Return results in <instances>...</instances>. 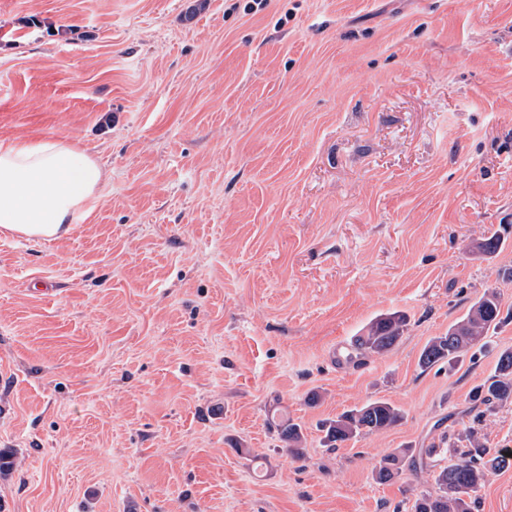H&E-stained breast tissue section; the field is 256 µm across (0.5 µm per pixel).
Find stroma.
Segmentation results:
<instances>
[{
  "label": "stroma",
  "instance_id": "stroma-1",
  "mask_svg": "<svg viewBox=\"0 0 512 512\" xmlns=\"http://www.w3.org/2000/svg\"><path fill=\"white\" fill-rule=\"evenodd\" d=\"M46 137L107 182L63 238L0 234V512H409L395 449H512L469 397L512 348V0H0V140ZM488 289L489 347L422 370ZM375 400L398 425L323 447ZM408 319L401 312L381 314L375 317L357 336L352 344L349 358L384 355L402 340ZM277 429L282 442L288 453L293 457L300 458L302 455V433L299 424L291 422L290 419H284L277 424Z\"/></svg>",
  "mask_w": 512,
  "mask_h": 512
}]
</instances>
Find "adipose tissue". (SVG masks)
Listing matches in <instances>:
<instances>
[{"label":"adipose tissue","mask_w":512,"mask_h":512,"mask_svg":"<svg viewBox=\"0 0 512 512\" xmlns=\"http://www.w3.org/2000/svg\"><path fill=\"white\" fill-rule=\"evenodd\" d=\"M106 184L97 161L62 141H0V233L66 235L93 212Z\"/></svg>","instance_id":"obj_1"}]
</instances>
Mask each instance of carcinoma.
I'll return each mask as SVG.
<instances>
[{
    "label": "carcinoma",
    "mask_w": 512,
    "mask_h": 512,
    "mask_svg": "<svg viewBox=\"0 0 512 512\" xmlns=\"http://www.w3.org/2000/svg\"><path fill=\"white\" fill-rule=\"evenodd\" d=\"M504 239L492 234L478 240L474 251L486 257L497 254ZM501 301L496 292H486L469 308L467 313L448 327L440 336L430 338L424 345L419 365L423 369L439 364L450 365L460 361L474 347H487L489 331L500 322ZM408 319L400 312L381 314L364 328L355 338L349 358L384 355L402 340ZM475 403L493 408L496 404L512 400V349L502 350L496 361L494 374L476 387L471 394ZM402 419L400 409L387 400H376L359 408L348 410L336 419L323 425L324 443L328 448H337L361 435L380 432L396 426ZM277 429L288 453L296 458L302 455L301 427L284 419ZM448 436L443 435L439 443L431 444L414 454L409 448H399L386 455L375 473L376 480L387 483L400 477L403 467L408 465L415 473H428L432 488L420 492L412 504V512H473L477 492L485 483L489 473L512 467L509 449H492L477 437L469 439V446L459 450L445 448ZM448 453L460 455V460L439 469H434V459Z\"/></svg>",
    "instance_id": "carcinoma-1"
}]
</instances>
